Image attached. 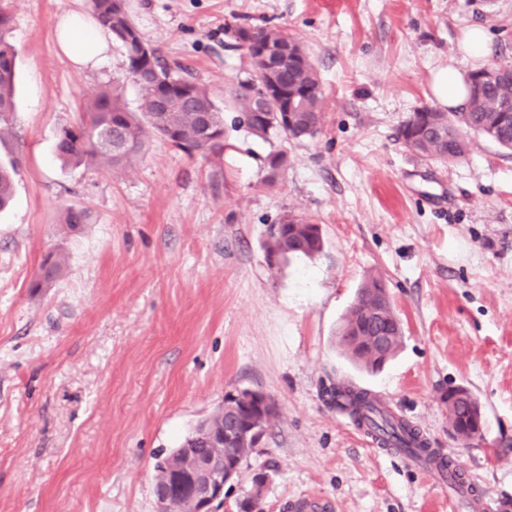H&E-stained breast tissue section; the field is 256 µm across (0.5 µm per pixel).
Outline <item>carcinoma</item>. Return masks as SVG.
Instances as JSON below:
<instances>
[{
  "label": "carcinoma",
  "mask_w": 512,
  "mask_h": 512,
  "mask_svg": "<svg viewBox=\"0 0 512 512\" xmlns=\"http://www.w3.org/2000/svg\"><path fill=\"white\" fill-rule=\"evenodd\" d=\"M89 10L97 24L124 49L128 77L138 87V111L127 110L121 98L110 89L98 93L87 112L59 130L58 156L79 167L96 165L115 169L137 155L147 137L156 136L188 153L205 158L219 157L224 151V112L214 103L206 87L196 82L182 68L172 69L161 63L157 50L144 37L130 12L128 0H89ZM10 16L0 7V139L11 132L15 112L14 83L16 50L10 41ZM235 46L245 50L254 70L266 67L256 49L265 44L280 48L277 83L288 92L284 99L265 100L263 117L256 116V103L245 93L239 81L228 91V99L237 112L236 122L245 131L267 139L270 136L300 141L313 137L322 123L324 93L315 65L296 40L277 29L228 27L224 30ZM293 108V124L279 125L275 113L281 106ZM512 108V77L477 84L475 76L467 83V103L460 112H436L424 108L413 113L399 129L404 145L414 153L431 159L453 162L469 151L473 133L512 151V118L504 120L503 109ZM14 163L0 165V209L13 192ZM87 211L72 204L65 209L64 223L73 228L86 223ZM319 225L288 214L270 234L266 249L279 257H312L322 251ZM62 255L50 252L42 260L41 274L31 283L44 288L61 274ZM385 281L368 277L358 289L354 302L337 332L341 352L367 370L381 369L399 350L403 330L390 302L382 293ZM387 332L389 341L378 354L370 337ZM330 401L347 412L350 418L371 434L382 448H396L411 456L437 453L428 448L427 439L418 427L391 413L364 389L342 380L329 391ZM196 427L185 437L182 446H190L201 456H208L211 444L198 437ZM218 452L232 464H242L254 447L245 448L224 440ZM167 470H157V485L184 477L182 453L175 450L166 458Z\"/></svg>",
  "instance_id": "cac0c4a2"
}]
</instances>
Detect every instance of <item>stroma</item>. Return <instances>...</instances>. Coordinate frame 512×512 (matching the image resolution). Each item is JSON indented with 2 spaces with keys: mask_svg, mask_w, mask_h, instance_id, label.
Returning <instances> with one entry per match:
<instances>
[{
  "mask_svg": "<svg viewBox=\"0 0 512 512\" xmlns=\"http://www.w3.org/2000/svg\"><path fill=\"white\" fill-rule=\"evenodd\" d=\"M0 5L17 52L0 163H19L0 211V512H159L157 459L244 388L270 396L276 417L217 512L256 491L263 512L303 496L333 512H448L447 489L330 404L339 379L454 458L485 512L512 498V152L476 137L443 164L398 137L438 108L434 71H477L462 53L471 27L487 34L486 65H512V0H129L162 59L222 105L226 147L208 160L153 137L111 171L63 166L54 142L111 85L136 110L123 48L75 71L54 23L87 0ZM228 25L306 47L324 91L315 137L237 128L224 92L253 69ZM278 151L288 163L273 177ZM71 203L88 212L75 231L62 222ZM287 214L320 226L319 255L268 262V228ZM50 251L65 268L32 289ZM372 273L404 329L375 374L335 346ZM453 387L483 412L466 443L449 428Z\"/></svg>",
  "mask_w": 512,
  "mask_h": 512,
  "instance_id": "1",
  "label": "stroma"
}]
</instances>
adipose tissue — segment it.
<instances>
[{
    "label": "adipose tissue",
    "mask_w": 512,
    "mask_h": 512,
    "mask_svg": "<svg viewBox=\"0 0 512 512\" xmlns=\"http://www.w3.org/2000/svg\"><path fill=\"white\" fill-rule=\"evenodd\" d=\"M55 30L61 51L76 69L94 67L105 60L108 44L91 16L78 12L62 14L56 20ZM430 89L442 107L456 111L465 102L467 79L454 68H442L433 74Z\"/></svg>",
    "instance_id": "obj_1"
}]
</instances>
